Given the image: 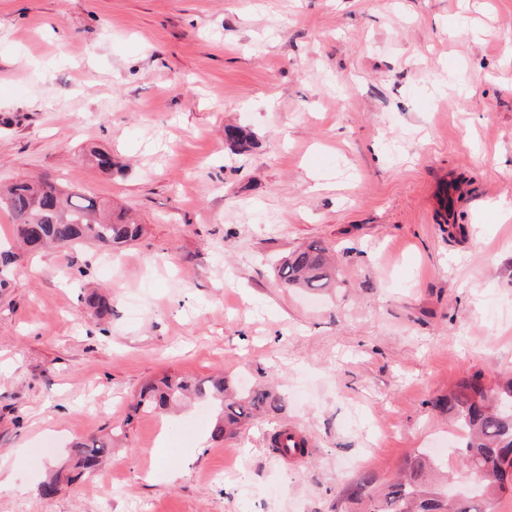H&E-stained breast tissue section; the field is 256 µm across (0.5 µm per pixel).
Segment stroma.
I'll list each match as a JSON object with an SVG mask.
<instances>
[{"label": "stroma", "instance_id": "1", "mask_svg": "<svg viewBox=\"0 0 512 512\" xmlns=\"http://www.w3.org/2000/svg\"><path fill=\"white\" fill-rule=\"evenodd\" d=\"M32 176L144 231L21 253L0 512H361L358 477L453 447L435 403L460 379L512 375V0H0V184ZM314 241L340 288L280 287ZM167 375L285 403L214 441L201 405L135 412ZM284 424L307 456L269 447ZM107 434L96 472L38 494Z\"/></svg>", "mask_w": 512, "mask_h": 512}]
</instances>
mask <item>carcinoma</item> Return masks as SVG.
I'll list each match as a JSON object with an SVG mask.
<instances>
[{"instance_id": "cac0c4a2", "label": "carcinoma", "mask_w": 512, "mask_h": 512, "mask_svg": "<svg viewBox=\"0 0 512 512\" xmlns=\"http://www.w3.org/2000/svg\"><path fill=\"white\" fill-rule=\"evenodd\" d=\"M230 144L242 153L250 145V134L242 128L225 131ZM0 209L13 219L14 231L31 250L91 243L114 249L138 240L142 225L127 214H114L112 206L92 195L66 190L55 182L30 177L0 190ZM17 262L12 251H0V290ZM275 275L284 288L325 291L340 283V271L328 263L326 247L313 242L286 257ZM86 306L100 318L112 314V300L95 292L85 299ZM227 382L213 378L193 382L182 377H164L144 386L136 409L149 414H166L184 399L192 397L216 407L218 416L211 436L214 440L234 430L256 411H278L284 400L275 393L257 389L235 399H224ZM457 425L453 454L459 466L481 471L479 489L457 503L445 501L443 490L432 485L428 472L433 469L424 451L414 455L409 470L387 481L381 488L369 476L359 478L350 497L367 503L366 512H497L500 497L512 491L504 466L512 465V378L487 387L478 375L460 381L448 398L438 402ZM278 448L284 453L304 450L305 440L284 429L277 434ZM112 453L110 441L91 438L76 443L71 452L73 470L94 472L103 458Z\"/></svg>"}]
</instances>
